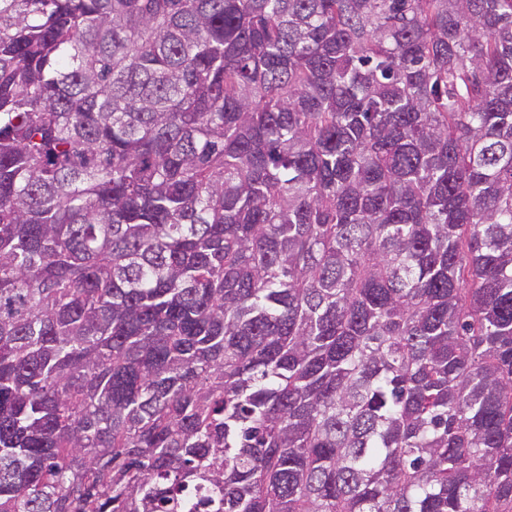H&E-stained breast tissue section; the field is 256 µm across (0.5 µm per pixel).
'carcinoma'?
<instances>
[{
    "instance_id": "carcinoma-1",
    "label": "carcinoma",
    "mask_w": 512,
    "mask_h": 512,
    "mask_svg": "<svg viewBox=\"0 0 512 512\" xmlns=\"http://www.w3.org/2000/svg\"><path fill=\"white\" fill-rule=\"evenodd\" d=\"M0 512H512V0H0Z\"/></svg>"
}]
</instances>
